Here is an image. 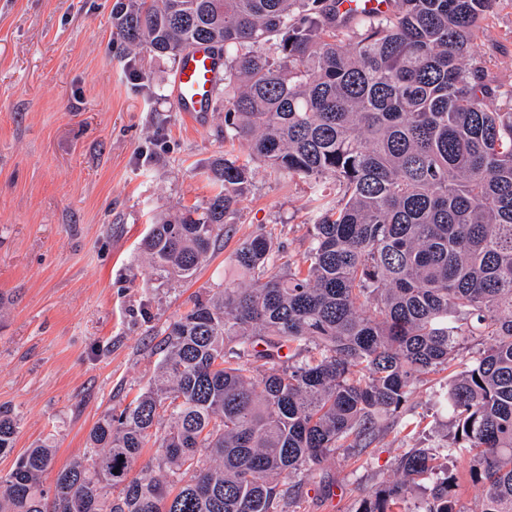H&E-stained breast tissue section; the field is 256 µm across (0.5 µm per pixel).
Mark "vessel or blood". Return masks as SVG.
Segmentation results:
<instances>
[{
	"mask_svg": "<svg viewBox=\"0 0 512 512\" xmlns=\"http://www.w3.org/2000/svg\"><path fill=\"white\" fill-rule=\"evenodd\" d=\"M224 78V61L204 45H195L180 55L173 79V99L178 112L195 120L209 111L213 89Z\"/></svg>",
	"mask_w": 512,
	"mask_h": 512,
	"instance_id": "vessel-or-blood-1",
	"label": "vessel or blood"
}]
</instances>
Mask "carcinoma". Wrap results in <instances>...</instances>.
<instances>
[{
  "mask_svg": "<svg viewBox=\"0 0 512 512\" xmlns=\"http://www.w3.org/2000/svg\"><path fill=\"white\" fill-rule=\"evenodd\" d=\"M390 0L336 16V0H121L116 39L178 60L224 55V138L309 189L310 245L286 261L259 233L234 251L241 279L162 331L153 382L92 428V452L41 475V442L0 477V512H288L291 489L341 449L359 457L422 375L481 488L477 512H512V84L473 47L494 5ZM202 210L160 218L142 247L156 279L194 277L234 217L251 168L208 171ZM465 336L491 343L457 370ZM17 420L0 410V453ZM193 472L174 490L147 463ZM428 448L353 512H456L459 487ZM421 486L423 507L406 506Z\"/></svg>",
  "mask_w": 512,
  "mask_h": 512,
  "instance_id": "carcinoma-1",
  "label": "carcinoma"
}]
</instances>
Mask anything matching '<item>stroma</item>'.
<instances>
[{
    "label": "stroma",
    "mask_w": 512,
    "mask_h": 512,
    "mask_svg": "<svg viewBox=\"0 0 512 512\" xmlns=\"http://www.w3.org/2000/svg\"><path fill=\"white\" fill-rule=\"evenodd\" d=\"M116 0H0V409L16 415L0 476L41 441L57 469L88 454V435L151 383L160 333L195 298L222 289L229 257L262 233L293 259L309 245L298 179L252 164L231 231L186 282L151 279L141 242L158 217L204 207L211 162H246L224 113L186 121L173 103L175 64L112 38ZM512 82V6L474 48ZM441 372L414 385L406 434L379 437L360 460L330 456L295 494L299 512H350L356 489L393 479L411 448L453 436L430 398Z\"/></svg>",
    "instance_id": "35a3bbf8"
}]
</instances>
